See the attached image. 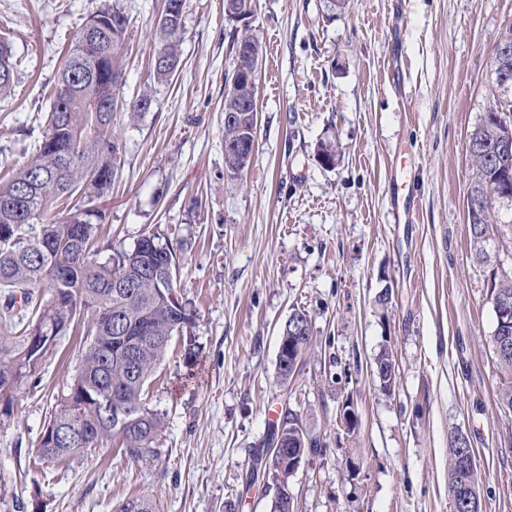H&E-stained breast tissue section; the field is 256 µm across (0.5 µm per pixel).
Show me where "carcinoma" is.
Segmentation results:
<instances>
[{"mask_svg":"<svg viewBox=\"0 0 512 512\" xmlns=\"http://www.w3.org/2000/svg\"><path fill=\"white\" fill-rule=\"evenodd\" d=\"M101 27L92 28L94 22ZM129 18L116 4L90 0L89 16L75 34L60 73L74 92L66 99L59 91L50 98V111L34 158L17 168L0 186V401L12 405L13 394L37 387L42 365L53 346L35 344L54 330L60 335L79 322L86 323L89 342L82 350L76 373L55 408L51 422L60 434L51 444L39 440L36 456L47 461H67L85 456L105 442H116L133 461L157 453L155 441L163 429L161 415L147 407L145 386L164 360L175 336L184 335L193 323L186 305L170 300L166 283L149 273L177 262L169 241L158 233L141 236L130 250H116L104 262L95 256L101 225L107 223L105 199L112 190L122 142L112 124L113 113L91 111L96 101H110L117 108L119 71L104 78L98 68L100 50L123 45ZM154 46V77L166 81L174 72L162 61L181 60V33L158 24ZM13 85L8 47L0 41V96ZM493 93L471 131L468 152L472 179L467 194L478 206L467 212L470 243L475 259L483 264L496 257V243L512 237V200L500 198L504 177L512 173V157L499 153L497 117L502 114L501 85L491 81ZM153 99L144 91L125 105L129 122H137ZM512 121V104L506 108ZM70 203V213L59 219L57 208ZM492 232L491 241L482 237ZM512 300V274L493 277L491 302ZM491 345L507 352L496 355L500 405L512 412V309L494 310ZM303 337L313 346L310 317L296 309L280 331ZM382 367L383 389L391 391L397 379L396 361L385 349L376 358ZM282 433L268 430L256 445L248 481L257 479V463L275 443L292 445L308 433L296 413L277 423ZM474 449L451 434L448 440V488L452 512H469L464 500L476 494L477 466ZM119 512H157L145 497L123 501Z\"/></svg>","mask_w":512,"mask_h":512,"instance_id":"1","label":"carcinoma"}]
</instances>
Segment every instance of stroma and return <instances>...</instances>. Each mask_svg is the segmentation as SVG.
Wrapping results in <instances>:
<instances>
[{
  "mask_svg": "<svg viewBox=\"0 0 512 512\" xmlns=\"http://www.w3.org/2000/svg\"><path fill=\"white\" fill-rule=\"evenodd\" d=\"M130 18L116 65L120 99L154 102L122 135L100 260L147 232L172 243L176 293L201 349L174 337L145 395L163 414L157 454L133 462L107 442L39 461L34 448L67 392L86 336L75 327L39 387L0 415V512H117L133 496L160 512H271L274 490L245 488L271 415L298 412L317 450L288 478L295 512H450L448 438L475 451L481 512H512V412L490 343L492 270L470 250V130L489 100L493 46L512 0H255L263 49L253 162L224 175V82L240 23L224 0H187L182 65L153 77L161 0H119ZM88 0H0L13 89L0 98V178L42 136L62 52ZM341 154L321 164V143ZM414 198L396 223L394 183ZM390 293L387 304L379 294ZM311 317L300 374L276 377L279 329ZM390 350L384 391L375 359ZM355 411L342 420L343 404Z\"/></svg>",
  "mask_w": 512,
  "mask_h": 512,
  "instance_id": "1",
  "label": "stroma"
}]
</instances>
